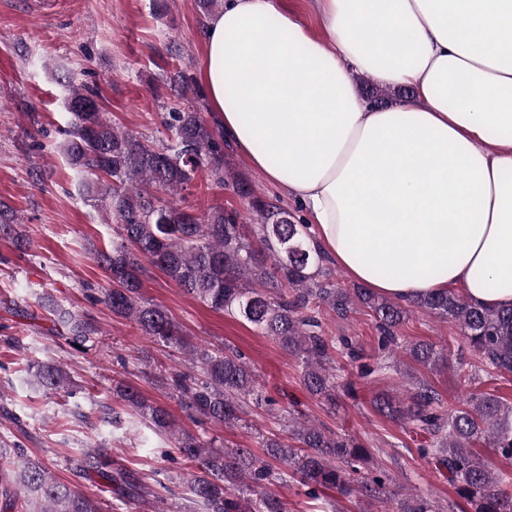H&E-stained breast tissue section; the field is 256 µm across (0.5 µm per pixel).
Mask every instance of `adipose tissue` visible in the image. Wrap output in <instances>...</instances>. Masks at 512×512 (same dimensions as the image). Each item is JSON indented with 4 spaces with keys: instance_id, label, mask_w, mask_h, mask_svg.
<instances>
[{
    "instance_id": "obj_1",
    "label": "adipose tissue",
    "mask_w": 512,
    "mask_h": 512,
    "mask_svg": "<svg viewBox=\"0 0 512 512\" xmlns=\"http://www.w3.org/2000/svg\"><path fill=\"white\" fill-rule=\"evenodd\" d=\"M224 0L200 80L316 248L404 301L512 308V0ZM411 98L377 108L355 76Z\"/></svg>"
}]
</instances>
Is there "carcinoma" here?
Listing matches in <instances>:
<instances>
[{"instance_id": "1", "label": "carcinoma", "mask_w": 512, "mask_h": 512, "mask_svg": "<svg viewBox=\"0 0 512 512\" xmlns=\"http://www.w3.org/2000/svg\"><path fill=\"white\" fill-rule=\"evenodd\" d=\"M166 81L185 94L198 91L183 68ZM72 122L61 144L70 167L84 178L90 200L112 214V249L94 259L111 287L101 295L85 289L86 297L103 303L112 315L134 321L150 339L185 355L183 370L159 375L162 388L177 399L186 417L201 433L175 432L169 409L145 398L132 384L119 386L125 405L154 431L165 434L197 473L188 481L189 512H288L277 488L296 482L314 498L319 490L339 497H359L389 503L393 512H442L426 494L405 493L392 477L363 474L371 449L326 426L286 412L288 432L258 434L264 457L249 448L216 445L205 434L211 423L234 427L247 409L266 408L276 401L257 388L256 374L242 354L229 346L198 345L185 336L168 313L143 299L141 275L145 264L164 271L187 295L214 311L242 317L272 337L302 363V382L309 394L336 406L341 387L336 381V357L358 365L360 374L388 372L395 367L393 348L430 368L448 365V355L436 345L408 342L398 335L410 308L379 297L367 288H338L323 274L325 254L310 246L308 225L291 212L253 194L227 167L224 135L214 132L202 113L187 109L165 119L170 143L158 146L105 117L97 94L88 86H69ZM221 187L230 186L248 200L255 224L245 234L238 214L211 207L193 215L174 197L200 173ZM0 235L24 245L14 215L0 204ZM457 326L459 339L485 367L498 376L512 374V309L487 312L449 291L411 302ZM43 308L65 332L69 348L84 352L94 343L97 327L86 313L58 303ZM366 309L377 333V354L368 357L349 336L324 334L322 315L330 311L346 320ZM37 383L47 392L68 386V375L56 364L36 365ZM408 397L396 400L381 393L373 400L382 417L422 433L428 447L421 457L448 473L456 495L470 512H512V473L494 467L476 450L483 444L492 454L512 463V402L490 392L474 391L456 406H447L430 384L418 380ZM77 474H95L119 494L126 512L148 496L167 489L151 486L111 458L105 450H83L70 458ZM40 500L36 512H100L98 501L57 481L38 459L18 445L0 440V499L7 512L16 509L18 494Z\"/></svg>"}]
</instances>
